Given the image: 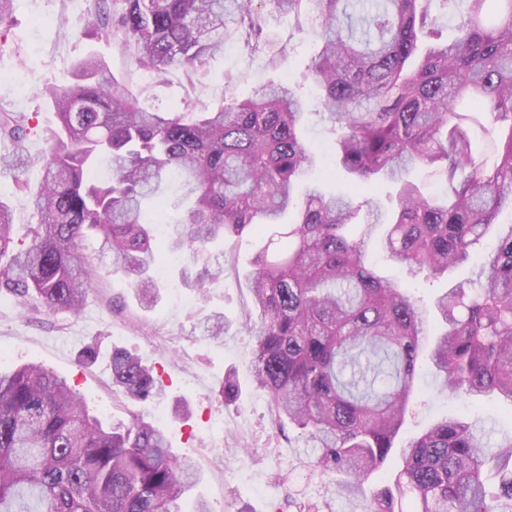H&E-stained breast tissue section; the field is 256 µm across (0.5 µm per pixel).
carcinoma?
<instances>
[{
  "label": "carcinoma",
  "mask_w": 512,
  "mask_h": 512,
  "mask_svg": "<svg viewBox=\"0 0 512 512\" xmlns=\"http://www.w3.org/2000/svg\"><path fill=\"white\" fill-rule=\"evenodd\" d=\"M322 47L306 76L318 86L336 165L350 188L326 194L303 177L316 155L301 135L310 111L286 80L250 99L183 112L143 107L127 84L89 55L71 80L38 91L58 126L29 154L25 115L0 108V171L37 164V222L17 247L10 206L0 200V293L24 317L78 315L93 291L99 251L152 309L161 261L143 202L172 169L188 174L195 200L166 251L191 261L184 286L205 291L224 275L209 244L258 226L271 234L250 260L259 320L252 377L280 424L301 431L315 468L365 512H506L512 505V435L488 450L485 430L445 416L398 447L424 339L441 390L512 407V0H438L455 37L435 39L430 0H307ZM91 35L116 43L165 82L188 78L224 47L230 31L256 48L252 0H94ZM426 167L446 182L438 196L409 179ZM398 184L395 204L360 200L373 182ZM293 224L282 223L289 211ZM387 261L431 281L469 263L489 232L472 277L444 288L427 310L369 259L377 231ZM112 387L146 402L159 393L154 367L112 352ZM393 486L365 483L394 452ZM200 480L171 454L162 428L142 416L110 428L72 382L36 364L0 371V512H186Z\"/></svg>",
  "instance_id": "carcinoma-1"
}]
</instances>
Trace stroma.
I'll list each match as a JSON object with an SVG mask.
<instances>
[{"label": "stroma", "instance_id": "stroma-1", "mask_svg": "<svg viewBox=\"0 0 512 512\" xmlns=\"http://www.w3.org/2000/svg\"><path fill=\"white\" fill-rule=\"evenodd\" d=\"M86 8L85 0H17L9 25L0 28V106L26 115L30 154L44 149L56 127L53 107L39 96V88L68 78L74 63L88 55L101 58L145 106L179 112L187 100L217 108L228 90L247 99L257 84L296 76L320 49L309 9L280 15L265 0H255L263 27L256 53H249L237 34H229L223 51L208 58L193 78L174 70L162 85L132 65L119 47L84 35ZM307 136L318 156L310 181L327 189L345 188V181L331 174L336 145L319 119L311 120ZM41 186L42 171L36 166L0 175V199L11 205L17 230L36 223L31 200ZM255 239L251 233L212 248V255L225 260L224 275L201 296L182 286L180 262H163L156 272L158 303L149 311L139 306L126 278L106 259L98 263L94 291L79 315L24 318L13 298L1 294L0 370L41 364L75 383L104 424L137 414L164 428L172 453L194 461L201 472L185 507L203 498L214 512H227L233 504L248 506L250 512H283L293 499L311 512H350L348 499L336 495L317 473L304 437L294 429L280 430L266 396L253 387L254 340L246 326L257 311L245 271ZM217 313L223 314L226 329L214 338L207 327ZM88 345L97 346L98 356L83 366L78 355ZM116 347L156 367L165 387L162 396L140 403L113 392L110 359ZM230 372L240 392L236 400L222 401L216 392ZM416 388L401 439L420 434L447 414L465 416L497 437L512 433L511 406L494 398L480 403L443 394L429 365L419 370ZM183 400L193 412L184 423L172 417Z\"/></svg>", "mask_w": 512, "mask_h": 512}]
</instances>
